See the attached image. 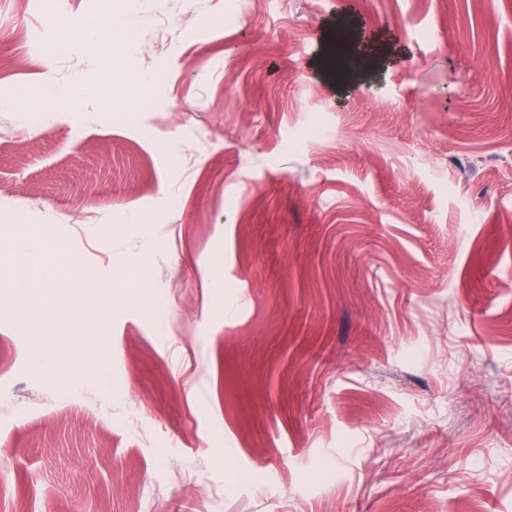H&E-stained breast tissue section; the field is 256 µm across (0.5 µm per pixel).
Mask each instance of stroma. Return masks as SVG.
Masks as SVG:
<instances>
[{
    "label": "stroma",
    "mask_w": 512,
    "mask_h": 512,
    "mask_svg": "<svg viewBox=\"0 0 512 512\" xmlns=\"http://www.w3.org/2000/svg\"><path fill=\"white\" fill-rule=\"evenodd\" d=\"M124 3L0 0V254L97 281L0 265V512H512V0H137L71 110ZM50 248L64 252L63 242L55 225L42 224L36 235L19 240L18 253L15 257H34Z\"/></svg>",
    "instance_id": "stroma-1"
}]
</instances>
